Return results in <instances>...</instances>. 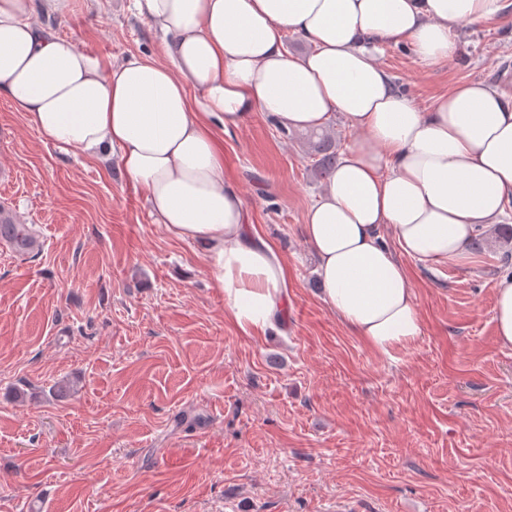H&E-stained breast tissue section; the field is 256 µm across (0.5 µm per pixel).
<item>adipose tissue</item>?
Masks as SVG:
<instances>
[{"label": "adipose tissue", "instance_id": "ef3b65f1", "mask_svg": "<svg viewBox=\"0 0 512 512\" xmlns=\"http://www.w3.org/2000/svg\"><path fill=\"white\" fill-rule=\"evenodd\" d=\"M503 2L135 0L164 34L166 60L134 57L116 68L38 22L63 0H0V95L46 141L116 150L160 223L201 246L246 332L285 317L287 270L247 224L211 127L230 132L257 112L298 131L343 118L362 139L339 157L302 232L321 300L389 358L422 334L400 255L461 260L484 228L512 215V98L474 80L424 112L375 53L404 39L421 63L452 58V29L497 14ZM290 32L307 53L288 52Z\"/></svg>", "mask_w": 512, "mask_h": 512}]
</instances>
